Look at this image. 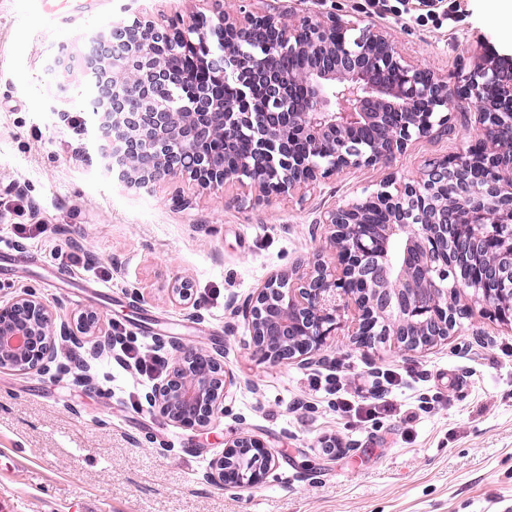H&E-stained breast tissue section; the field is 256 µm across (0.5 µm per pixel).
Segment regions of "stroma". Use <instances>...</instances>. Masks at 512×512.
I'll list each match as a JSON object with an SVG mask.
<instances>
[{
  "label": "stroma",
  "instance_id": "obj_1",
  "mask_svg": "<svg viewBox=\"0 0 512 512\" xmlns=\"http://www.w3.org/2000/svg\"><path fill=\"white\" fill-rule=\"evenodd\" d=\"M302 15L340 14L388 32L406 56L456 86L481 51L512 61V21H494L500 0H443L452 17L437 27L419 0L375 13L371 0H281ZM225 0H0V238L12 225L24 265L0 273V296L36 291L63 302L62 316L96 310L107 327L144 353L179 342L224 355L235 384L224 415L208 431L184 430L152 413L135 370L112 356L92 364L91 386L0 372V470L7 450L31 462L13 479L16 512H512V327L464 321L447 342L411 355L393 343L368 353L336 339L335 368L364 395L376 372L393 382L392 404L375 420L344 413L335 395L310 393L313 365L275 366L251 356L243 318L229 296L246 298L267 276L316 252L310 229L327 208L362 199L387 173L414 177L424 161L468 148L471 133L421 139L388 165L350 169L318 180L304 197L255 199L236 183L209 193L186 178L145 187L107 172L82 92L88 38L135 21L167 23L203 14L218 19ZM189 207L179 208L175 198ZM89 255L111 286L88 288L87 272L68 266L51 280L60 247ZM188 280L202 320L169 301ZM140 289L143 303L130 292ZM432 409L417 413L421 400ZM278 452L267 482L239 494L198 475L241 433ZM335 438L336 456L320 448Z\"/></svg>",
  "mask_w": 512,
  "mask_h": 512
}]
</instances>
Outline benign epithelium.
Masks as SVG:
<instances>
[{"label": "benign epithelium", "instance_id": "1", "mask_svg": "<svg viewBox=\"0 0 512 512\" xmlns=\"http://www.w3.org/2000/svg\"><path fill=\"white\" fill-rule=\"evenodd\" d=\"M257 1L266 2L229 0L222 33L237 38L206 57L207 67L239 81L236 102L198 87L185 110L167 107L166 93L183 77L159 51L176 31L186 41L207 42L193 22L116 25L97 39L86 103L105 117L99 131L106 170L138 186L187 178L213 193L235 180L267 200L349 169L387 164L416 140L450 133L452 112L469 107L476 115L474 145L426 162L411 181L388 178L372 195L322 212L313 231L323 230L333 257L318 251L278 270L243 302L230 296L226 308L246 321L251 355L283 366L333 362L343 327L360 349L391 341L406 352L428 350L461 327L460 306L469 319L511 326L512 71L483 54L461 75L453 97L442 75L406 61L380 31L336 16L260 9ZM286 53L308 57L309 67L281 74L275 61ZM294 84L308 92L296 107ZM256 86L265 109L249 112L240 103ZM361 128L376 130L365 144L356 137ZM241 133L251 150L236 156ZM218 136L223 161L198 149ZM300 141L309 143L304 157ZM371 204L387 209L388 223H365ZM167 295L200 317L187 283ZM62 307L32 290L0 298V371L59 376L70 371L62 351L82 349L87 359L77 381L92 380L90 361L112 354L118 338L98 312L66 319L58 315ZM233 384L217 355L181 342L145 401L174 425L204 432L224 416ZM275 463V449L242 434L208 461L201 480L247 491L265 483Z\"/></svg>", "mask_w": 512, "mask_h": 512}]
</instances>
